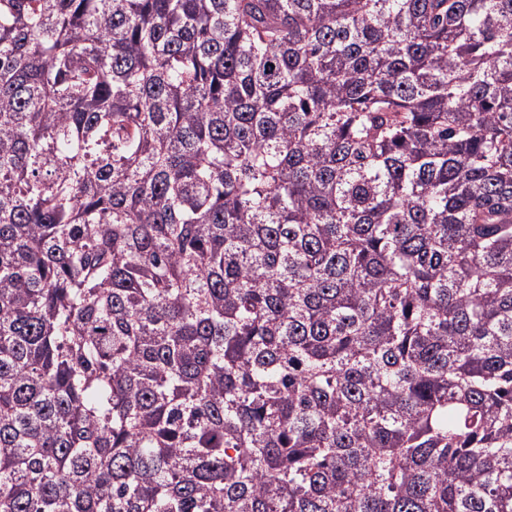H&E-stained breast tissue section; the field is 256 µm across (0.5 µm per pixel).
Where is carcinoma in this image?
Instances as JSON below:
<instances>
[{
  "instance_id": "1",
  "label": "carcinoma",
  "mask_w": 512,
  "mask_h": 512,
  "mask_svg": "<svg viewBox=\"0 0 512 512\" xmlns=\"http://www.w3.org/2000/svg\"><path fill=\"white\" fill-rule=\"evenodd\" d=\"M0 512H512V0H0Z\"/></svg>"
}]
</instances>
